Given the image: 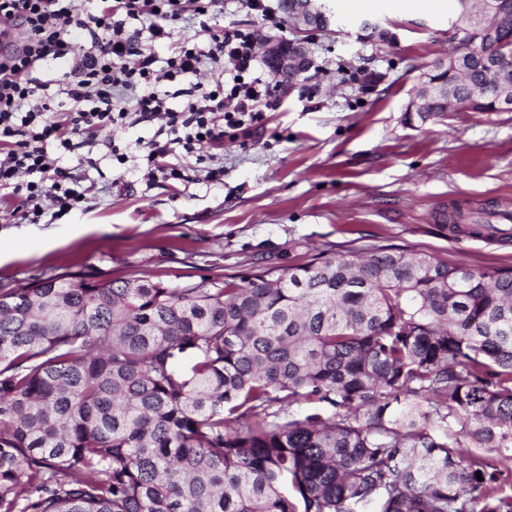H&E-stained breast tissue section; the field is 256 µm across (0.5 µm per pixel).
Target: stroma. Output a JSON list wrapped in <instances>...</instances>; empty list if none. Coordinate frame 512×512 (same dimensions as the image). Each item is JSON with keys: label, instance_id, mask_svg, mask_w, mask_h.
<instances>
[{"label": "stroma", "instance_id": "1", "mask_svg": "<svg viewBox=\"0 0 512 512\" xmlns=\"http://www.w3.org/2000/svg\"><path fill=\"white\" fill-rule=\"evenodd\" d=\"M335 31L298 28L230 8L221 26L257 39H307L306 78L275 93L260 129L225 140L219 183L142 180L110 145L150 139L146 127L102 132L85 171V202L54 219L0 222V287L70 271L149 276L173 287L216 283L256 266L378 246L476 269L512 268V232L440 227V214L512 211V112L419 118L405 105L452 50L458 11L443 0H377Z\"/></svg>", "mask_w": 512, "mask_h": 512}]
</instances>
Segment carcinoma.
<instances>
[{
	"instance_id": "obj_1",
	"label": "carcinoma",
	"mask_w": 512,
	"mask_h": 512,
	"mask_svg": "<svg viewBox=\"0 0 512 512\" xmlns=\"http://www.w3.org/2000/svg\"><path fill=\"white\" fill-rule=\"evenodd\" d=\"M490 22L512 46V0ZM461 41L431 74L498 111L494 43ZM511 476L512 269L379 247L0 288V512H512Z\"/></svg>"
}]
</instances>
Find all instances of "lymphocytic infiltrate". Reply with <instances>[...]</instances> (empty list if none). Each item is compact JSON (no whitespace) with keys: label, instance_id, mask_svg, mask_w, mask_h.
I'll use <instances>...</instances> for the list:
<instances>
[{"label":"lymphocytic infiltrate","instance_id":"f902f5d3","mask_svg":"<svg viewBox=\"0 0 512 512\" xmlns=\"http://www.w3.org/2000/svg\"><path fill=\"white\" fill-rule=\"evenodd\" d=\"M221 0H0V189L19 198L23 218L67 211L82 198L61 165L97 132L152 126L146 176L188 181L174 152L193 154L225 138L251 136L273 99L253 33L208 23ZM201 37L177 43L159 63L155 41L174 36L186 10ZM218 70L210 90L193 83Z\"/></svg>","mask_w":512,"mask_h":512}]
</instances>
